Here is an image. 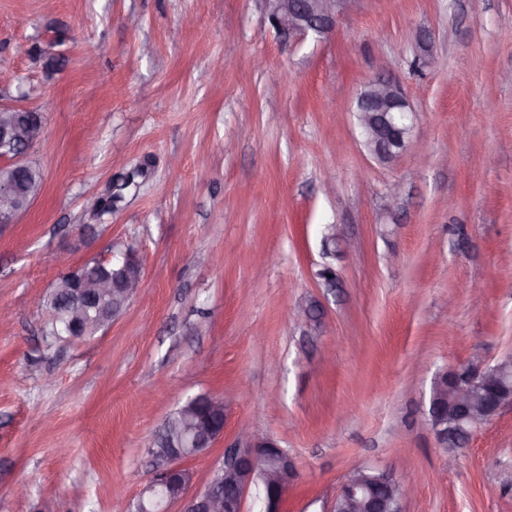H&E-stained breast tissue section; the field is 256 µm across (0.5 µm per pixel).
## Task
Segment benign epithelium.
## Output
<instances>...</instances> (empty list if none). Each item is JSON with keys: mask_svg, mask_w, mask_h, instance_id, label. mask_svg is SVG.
<instances>
[{"mask_svg": "<svg viewBox=\"0 0 512 512\" xmlns=\"http://www.w3.org/2000/svg\"><path fill=\"white\" fill-rule=\"evenodd\" d=\"M352 0H263L264 11L271 25L284 35H322L330 32L337 19ZM360 112L367 115L360 124L365 146L378 160H392L416 148L409 124L412 108L393 80L378 77L370 82L358 97ZM51 106L44 102L35 107L4 106L0 103V170L18 172L29 165V154L44 137L43 114ZM36 200L19 192L16 181L0 180V225L14 224ZM325 250L334 255L351 249V243L339 232L324 238ZM112 293V281L103 277H89L71 297L72 322L80 323L84 299ZM297 322L314 331L321 321L319 310L300 307L291 313ZM506 364H471L463 369H449L435 376V390L424 411V420L440 443L453 440L448 433V415L456 421L473 424L489 422L507 406L512 405V382L505 378ZM185 415L194 421L192 435L185 447L189 451L173 449L159 457L148 450L152 459L151 478L138 498L137 512H169L176 504L178 512H244L245 495L255 475L262 476L270 494L264 500L263 512H282V503L288 490L299 479L294 460L269 466L266 460L278 454L280 446L273 439L257 436L243 428L239 436L243 446L224 451V461L216 469L217 475L199 490H191L192 472L184 466L190 458L204 454L224 435V430H213L197 419L194 399L187 400ZM371 469L356 468L342 483L332 502L331 512H386L387 499L365 495ZM381 482L389 489V496L404 503L412 484L386 471H378Z\"/></svg>", "mask_w": 512, "mask_h": 512, "instance_id": "benign-epithelium-1", "label": "benign epithelium"}]
</instances>
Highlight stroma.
<instances>
[{
    "label": "stroma",
    "instance_id": "stroma-1",
    "mask_svg": "<svg viewBox=\"0 0 512 512\" xmlns=\"http://www.w3.org/2000/svg\"><path fill=\"white\" fill-rule=\"evenodd\" d=\"M510 72L512 0H353L304 37L261 0H0V101L54 103L43 192L0 226V512H124L156 430L204 392L227 410L193 489L247 425L296 463L284 512L402 462L404 512H512V407L453 458L422 417L436 372L512 357ZM380 75L427 160L364 147ZM329 224L357 250L326 256ZM129 248L141 296L83 342L48 335L64 267ZM310 302L317 333L286 317Z\"/></svg>",
    "mask_w": 512,
    "mask_h": 512
}]
</instances>
